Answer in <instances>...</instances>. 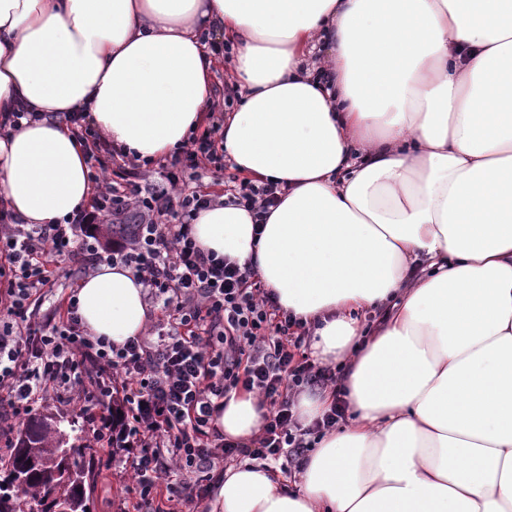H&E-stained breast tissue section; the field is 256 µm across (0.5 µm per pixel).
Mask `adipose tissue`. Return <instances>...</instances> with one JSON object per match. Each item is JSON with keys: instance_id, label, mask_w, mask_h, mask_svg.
Segmentation results:
<instances>
[{"instance_id": "obj_1", "label": "adipose tissue", "mask_w": 512, "mask_h": 512, "mask_svg": "<svg viewBox=\"0 0 512 512\" xmlns=\"http://www.w3.org/2000/svg\"><path fill=\"white\" fill-rule=\"evenodd\" d=\"M215 32L239 90L224 150L284 191L260 226L220 198L193 236L314 325L352 418L300 460L299 491L245 462L210 512H512V0H0V114H29L0 135V200L26 224L87 204L63 112L141 162L181 151ZM77 299L117 346L150 321L120 263ZM264 413L234 392L215 424L245 440Z\"/></svg>"}]
</instances>
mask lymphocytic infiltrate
<instances>
[{
	"label": "lymphocytic infiltrate",
	"instance_id": "obj_1",
	"mask_svg": "<svg viewBox=\"0 0 512 512\" xmlns=\"http://www.w3.org/2000/svg\"><path fill=\"white\" fill-rule=\"evenodd\" d=\"M96 145L92 196L63 223L24 224L0 209V419L21 421L51 402L68 404L90 434L102 470L121 469L120 512H193L238 457L302 456L311 435L343 420L337 404L299 427L294 395L335 382L309 363V332L262 288L255 270L201 250L191 219L208 208L198 172L216 165L224 121L213 116L157 179L116 185L123 152L101 143L80 112L67 114ZM101 217L130 225L121 250L101 254L79 231ZM131 268L159 312L143 335L117 347L90 336L77 282L102 263ZM267 408L261 432L225 441L214 417L237 388Z\"/></svg>",
	"mask_w": 512,
	"mask_h": 512
}]
</instances>
